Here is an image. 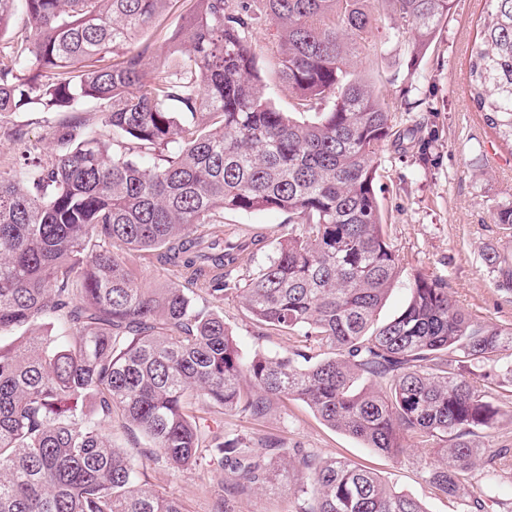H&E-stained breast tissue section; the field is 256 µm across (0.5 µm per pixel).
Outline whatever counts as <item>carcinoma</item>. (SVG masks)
<instances>
[{"label": "carcinoma", "mask_w": 512, "mask_h": 512, "mask_svg": "<svg viewBox=\"0 0 512 512\" xmlns=\"http://www.w3.org/2000/svg\"><path fill=\"white\" fill-rule=\"evenodd\" d=\"M28 23L0 45V123L15 112L69 116L52 145L0 169V512H183L148 486L103 425L121 413L174 466L202 458L242 484L262 480L242 439L204 430L215 405L250 416L305 402L328 426L396 457L440 445L427 481L456 498L478 467L485 512L512 448L471 439L501 416L492 366L512 380V327L474 320L448 283L419 275L403 310L377 323L397 276L375 191L374 157L393 133L384 98L349 56L404 32L408 69L455 0H191L167 58L144 81L152 46L135 43L169 0H0V36L17 2ZM471 45L468 98L512 146V0H486ZM271 20L280 79L312 119L264 98L247 35ZM93 103L100 124L78 112ZM278 210L291 227L245 284L234 248L205 243L224 212ZM156 253L177 283L141 287L132 264ZM484 260L512 293V258ZM243 295L254 325L295 339L282 356L241 352L219 306ZM300 456L301 512H426L376 473L276 442Z\"/></svg>", "instance_id": "cac0c4a2"}]
</instances>
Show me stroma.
Wrapping results in <instances>:
<instances>
[{"instance_id":"1","label":"stroma","mask_w":512,"mask_h":512,"mask_svg":"<svg viewBox=\"0 0 512 512\" xmlns=\"http://www.w3.org/2000/svg\"><path fill=\"white\" fill-rule=\"evenodd\" d=\"M189 7V0H170L166 11L138 35V42L152 45L157 60L165 59L168 38ZM485 7V0H456L452 17L442 24L415 73H408L395 54L377 49L359 51L354 59L357 72L385 98L395 130L415 128L433 140L434 162L426 169L405 139L385 142L376 156L375 188L386 219L384 230L400 259L397 280L377 314L382 322L404 308L415 277L427 274L444 279L453 300L473 317L512 324V298L500 291L496 272L484 261L491 248L512 255V232L492 220L499 206L512 202V148L496 137L482 113L474 111L465 80L476 24ZM275 35L274 23L266 21L248 41L265 98L290 112L293 95L279 79L270 52ZM287 222L282 211L225 213V236L251 244L241 256L238 275L253 274L267 263ZM223 312L243 353L260 349L275 356L288 351L290 340L276 333L256 339L239 294L225 295ZM199 417L211 429L245 438L248 448L262 455L266 478L260 487L227 494V472L204 462L187 469L171 467L146 441L134 443L119 427L109 429L154 488L179 500L185 512H214L220 502L226 512H300L296 473L264 451L269 437L322 458L370 467L397 490L419 499L426 512H465L463 499L448 498L427 484L434 451L411 448L397 458L376 454L327 426L303 401H279L261 418L216 407L200 411Z\"/></svg>"}]
</instances>
